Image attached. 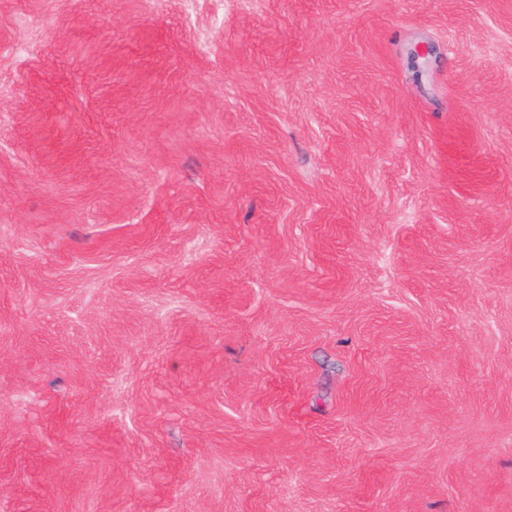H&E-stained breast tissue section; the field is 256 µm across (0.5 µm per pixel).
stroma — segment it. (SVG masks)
<instances>
[{"instance_id":"obj_1","label":"stroma","mask_w":512,"mask_h":512,"mask_svg":"<svg viewBox=\"0 0 512 512\" xmlns=\"http://www.w3.org/2000/svg\"><path fill=\"white\" fill-rule=\"evenodd\" d=\"M0 512H512V0H0Z\"/></svg>"}]
</instances>
